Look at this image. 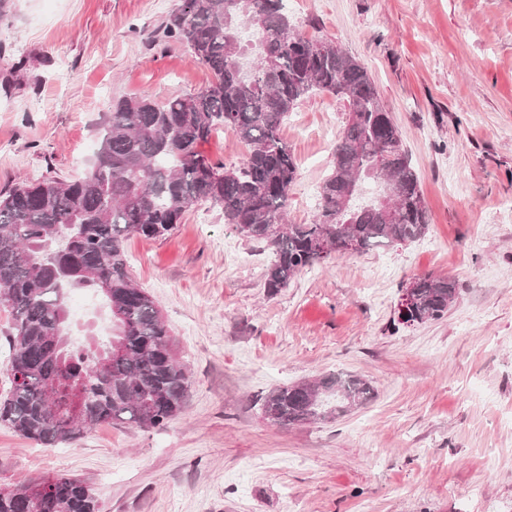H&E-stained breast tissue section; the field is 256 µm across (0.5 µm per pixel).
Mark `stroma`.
<instances>
[{
	"mask_svg": "<svg viewBox=\"0 0 512 512\" xmlns=\"http://www.w3.org/2000/svg\"><path fill=\"white\" fill-rule=\"evenodd\" d=\"M180 0H5L0 6V192L84 176L113 103L156 104L211 74L160 44ZM300 33L371 74L420 175L429 230L337 254L267 295L268 254L196 205L168 236H131L129 273L186 365L162 430L103 424L47 448L0 426V489L85 480L101 512H512V0H284ZM345 100L310 95L282 136L298 164L288 219L307 224ZM458 280L448 313L394 329L401 285ZM69 333L100 329L89 289ZM337 371L376 395L338 418L279 427L256 402Z\"/></svg>",
	"mask_w": 512,
	"mask_h": 512,
	"instance_id": "1",
	"label": "stroma"
}]
</instances>
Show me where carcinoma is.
<instances>
[{"instance_id": "carcinoma-1", "label": "carcinoma", "mask_w": 512, "mask_h": 512, "mask_svg": "<svg viewBox=\"0 0 512 512\" xmlns=\"http://www.w3.org/2000/svg\"><path fill=\"white\" fill-rule=\"evenodd\" d=\"M164 37L189 48L212 79L163 106L119 100L99 137L91 170L77 180L20 179L0 195V307L12 317L5 370L11 387L0 425L38 444L75 442L114 421L163 429L191 386L155 301L134 285L124 242L163 238L200 202L224 223L265 245L263 287L274 295L303 271L347 253L412 243L429 219L420 176L366 68L333 42L301 34L283 0H181ZM314 92L346 100L353 117L336 141L310 224L286 222L298 166L281 127ZM220 129L246 146L226 166L199 147ZM385 170L374 173L378 155ZM373 180L392 208L358 200ZM330 253H320L322 245ZM110 310L104 344L64 333L68 288L102 291ZM457 281L416 278L412 320L442 318ZM375 396L372 384L336 372L308 386L283 384L261 398V413L287 427L340 416ZM0 512H99L87 483L57 475L0 490Z\"/></svg>"}]
</instances>
